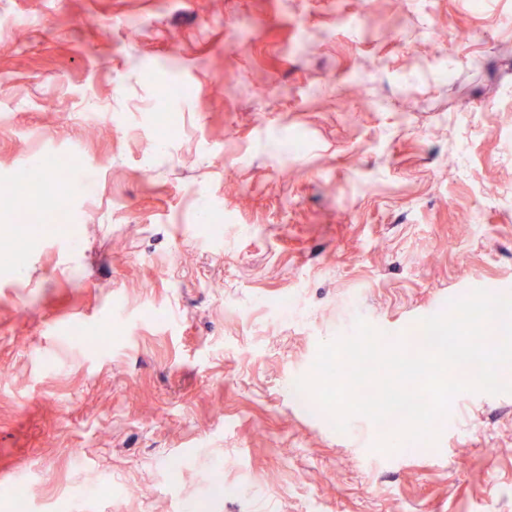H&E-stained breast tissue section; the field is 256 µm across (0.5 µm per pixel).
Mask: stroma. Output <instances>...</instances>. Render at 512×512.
Returning a JSON list of instances; mask_svg holds the SVG:
<instances>
[{"instance_id":"stroma-1","label":"stroma","mask_w":512,"mask_h":512,"mask_svg":"<svg viewBox=\"0 0 512 512\" xmlns=\"http://www.w3.org/2000/svg\"><path fill=\"white\" fill-rule=\"evenodd\" d=\"M43 154L94 179L63 227L3 199ZM486 287L512 0H0V512H512V393L393 453L295 395L356 318Z\"/></svg>"}]
</instances>
